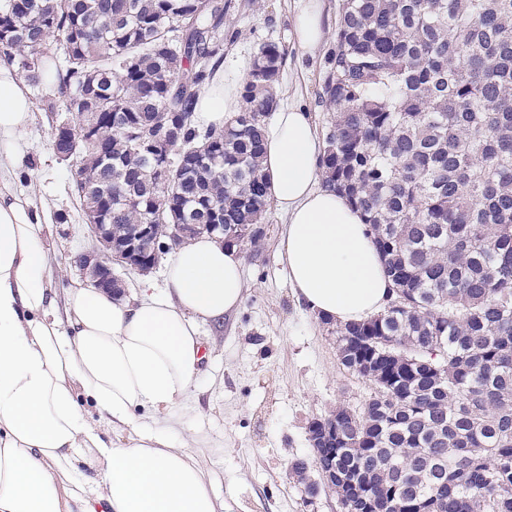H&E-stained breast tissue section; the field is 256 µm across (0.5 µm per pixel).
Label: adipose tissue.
<instances>
[{
	"label": "adipose tissue",
	"mask_w": 512,
	"mask_h": 512,
	"mask_svg": "<svg viewBox=\"0 0 512 512\" xmlns=\"http://www.w3.org/2000/svg\"><path fill=\"white\" fill-rule=\"evenodd\" d=\"M298 46L326 37L324 0H302ZM243 75L217 72L197 112L216 126L238 112ZM24 83L0 63V139L30 125ZM262 168L283 218L278 257L293 292L316 317L350 323L384 309L391 284L361 214L322 186L321 141L309 114L281 104L264 128ZM43 227L26 200L0 189V512H216L210 478L170 438L136 426L133 413L168 410L191 391L203 358L201 324L219 323L245 294L238 248L208 236L174 248L165 286L143 281L138 297L79 281L63 306ZM87 396L96 417L84 415ZM127 431L124 441L113 432ZM101 459L89 478L81 463Z\"/></svg>",
	"instance_id": "adipose-tissue-1"
}]
</instances>
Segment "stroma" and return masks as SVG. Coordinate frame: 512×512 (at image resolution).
I'll list each match as a JSON object with an SVG mask.
<instances>
[{"label": "stroma", "mask_w": 512, "mask_h": 512, "mask_svg": "<svg viewBox=\"0 0 512 512\" xmlns=\"http://www.w3.org/2000/svg\"><path fill=\"white\" fill-rule=\"evenodd\" d=\"M236 2L240 9L226 26L237 36L225 45V66L244 72L260 44L286 47L276 95L302 107L326 136L331 113L319 93L334 38L315 54L303 53L293 38L300 0ZM28 91L34 119L16 144L18 164L4 175L54 246L52 288L61 296L81 278L76 259L94 239L70 167L51 145L52 129L63 118L57 91L46 83ZM281 223L277 210H269L263 253L243 258L248 290L237 313L222 325H201L207 356L187 398L157 418L136 414L137 423H156L173 439H187L213 480L218 512H343L335 495L307 496L290 464L312 457L311 421L341 406L361 409L374 393L370 380L341 364L328 325L295 299L277 256Z\"/></svg>", "instance_id": "1"}]
</instances>
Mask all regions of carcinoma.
Listing matches in <instances>:
<instances>
[{
	"label": "carcinoma",
	"instance_id": "carcinoma-1",
	"mask_svg": "<svg viewBox=\"0 0 512 512\" xmlns=\"http://www.w3.org/2000/svg\"><path fill=\"white\" fill-rule=\"evenodd\" d=\"M232 0H0V56L33 85L54 60L79 143L74 187L112 237L222 224L257 250L270 206L262 126L287 51L254 52L242 106L196 112ZM322 98L325 184L368 224L386 308L336 324L376 392L332 418L344 512H512V0H342Z\"/></svg>",
	"mask_w": 512,
	"mask_h": 512
}]
</instances>
